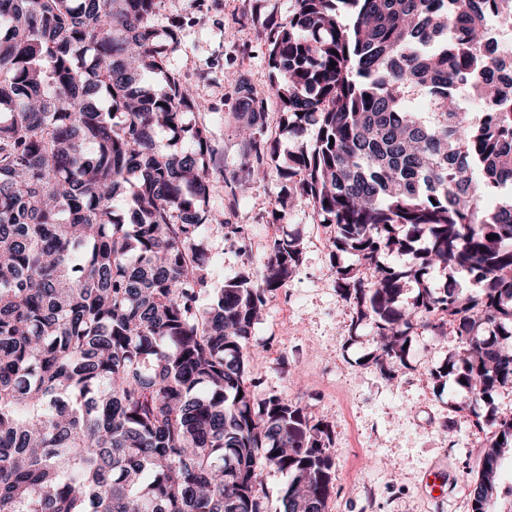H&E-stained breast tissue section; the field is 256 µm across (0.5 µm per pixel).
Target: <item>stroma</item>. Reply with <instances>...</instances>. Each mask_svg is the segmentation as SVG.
Instances as JSON below:
<instances>
[{"label": "stroma", "instance_id": "stroma-1", "mask_svg": "<svg viewBox=\"0 0 512 512\" xmlns=\"http://www.w3.org/2000/svg\"><path fill=\"white\" fill-rule=\"evenodd\" d=\"M294 0H159L155 22L164 28L179 22L181 41L168 67L216 113H193V122L211 124L224 147L227 168L241 161L240 140L231 114L233 91L247 81L264 99L266 135L280 153L294 144L283 127L280 102L270 89L264 20L286 19ZM282 181L275 168L251 183L239 198L232 223L248 227L246 239L217 232L208 246L214 255L215 285L239 272L261 277V261L274 237L300 235L303 256L285 288L270 294L254 343L261 351L248 377L260 393L300 395L324 415L334 430L335 470L327 512H472L471 491L482 465L481 449L493 422L474 427L470 415L456 411L464 393L453 379L433 382L425 367H438L455 341L433 343L413 338L408 364L387 379L365 359L374 348L370 326L351 331L352 308L336 289L337 264L331 262L332 225L320 223L308 201L279 207ZM283 210L280 221L272 213ZM302 376L292 386L284 372ZM437 469L442 488L430 489L429 469Z\"/></svg>", "mask_w": 512, "mask_h": 512}]
</instances>
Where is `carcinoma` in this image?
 Segmentation results:
<instances>
[{
  "mask_svg": "<svg viewBox=\"0 0 512 512\" xmlns=\"http://www.w3.org/2000/svg\"><path fill=\"white\" fill-rule=\"evenodd\" d=\"M158 2L0 0V512H270L268 468L286 476L279 512H326L332 426L247 383L301 239H274L261 279L213 287L208 232L247 234L211 212L214 177L233 213L243 173L280 170L283 198L334 225L332 257L355 258L336 264L337 289L351 330L371 326L376 369L407 366L413 330L451 331L460 354L429 375L457 374L479 417L512 389V63L486 26L512 0H295L264 25L294 149L280 158L240 84L230 172L210 127L185 120L203 105L167 67L180 25L156 26ZM509 450L512 417L483 447L473 512Z\"/></svg>",
  "mask_w": 512,
  "mask_h": 512,
  "instance_id": "obj_1",
  "label": "carcinoma"
}]
</instances>
